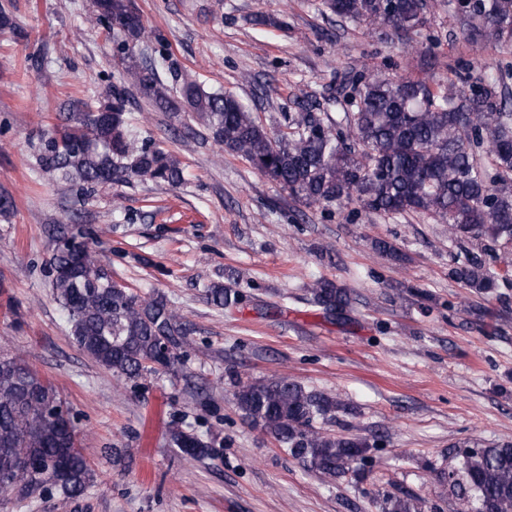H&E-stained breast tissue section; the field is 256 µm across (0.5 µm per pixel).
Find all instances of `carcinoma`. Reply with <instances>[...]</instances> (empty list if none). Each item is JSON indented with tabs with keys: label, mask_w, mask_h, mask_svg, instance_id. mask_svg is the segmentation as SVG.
I'll return each mask as SVG.
<instances>
[{
	"label": "carcinoma",
	"mask_w": 512,
	"mask_h": 512,
	"mask_svg": "<svg viewBox=\"0 0 512 512\" xmlns=\"http://www.w3.org/2000/svg\"><path fill=\"white\" fill-rule=\"evenodd\" d=\"M94 24L117 41L118 63L151 106L176 110L171 87L156 65L135 48L147 34L129 0H95ZM323 12L373 32L390 25L400 36L423 27L429 0H322ZM466 11L483 21L478 30L498 43L512 41V0H467ZM0 33L28 39L10 11L0 6ZM347 112L338 121L317 115V103L298 97L301 112L269 130L240 100L194 81L179 88L180 103L199 115L214 141L245 159L307 206L328 209L357 202L384 214H422L448 225L462 241L486 238L512 244V113L495 87L482 85L457 99L448 87L382 71L346 74L341 81ZM131 112L124 93L109 89L103 104L80 101L63 123L37 135L35 160L42 172L81 193L116 176L178 187L185 181L180 159L161 144L129 134ZM451 276L467 288L489 293L503 277L482 252L467 250ZM53 295L69 316L73 343L97 364L127 382L165 372L179 362L191 332L167 298L142 297L112 278L88 243L75 235L56 238L49 260ZM326 311L350 304V295L329 280L311 288ZM207 300L221 309L245 301L237 288L209 285ZM237 407L259 422L293 458L325 479L356 475L368 463L369 444L359 437H332L318 424L345 405L285 376L239 382ZM66 402L18 354L0 352V500L42 490V475L64 469L60 491L83 495L94 471L62 425ZM174 447L189 458L209 446L179 428ZM469 512H512V443L468 449L463 456ZM382 512H415L408 495L388 494Z\"/></svg>",
	"instance_id": "cac0c4a2"
}]
</instances>
